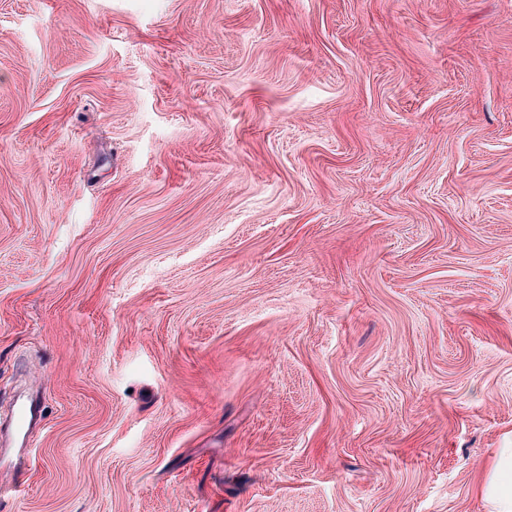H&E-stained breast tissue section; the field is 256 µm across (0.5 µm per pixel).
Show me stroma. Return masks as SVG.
<instances>
[{
    "instance_id": "35a3bbf8",
    "label": "stroma",
    "mask_w": 512,
    "mask_h": 512,
    "mask_svg": "<svg viewBox=\"0 0 512 512\" xmlns=\"http://www.w3.org/2000/svg\"><path fill=\"white\" fill-rule=\"evenodd\" d=\"M0 512H487L512 448V0H0ZM43 421L42 409L37 403L28 400L21 401L17 409L15 442L26 444L25 436L28 429L32 426L40 425ZM481 495L488 512H512V448L498 449Z\"/></svg>"
}]
</instances>
